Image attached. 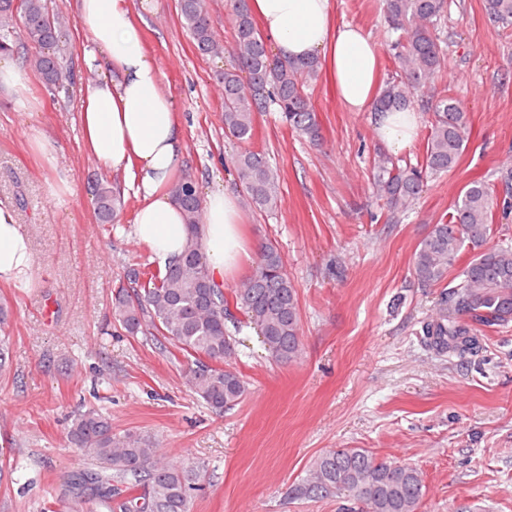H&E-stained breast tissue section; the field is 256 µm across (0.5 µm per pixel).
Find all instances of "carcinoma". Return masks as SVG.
Segmentation results:
<instances>
[{"instance_id": "obj_1", "label": "carcinoma", "mask_w": 512, "mask_h": 512, "mask_svg": "<svg viewBox=\"0 0 512 512\" xmlns=\"http://www.w3.org/2000/svg\"><path fill=\"white\" fill-rule=\"evenodd\" d=\"M399 74L386 82L374 109L404 108L429 92L441 77L448 52V0H382ZM488 17L512 29V0H485ZM183 24L204 55L229 53L222 73L224 130L240 142L252 139L256 114L271 105L288 126L312 144L322 141L317 112L305 83L317 73L318 61H285L269 56L267 44L251 14L248 0H230L233 44L218 39L204 0H178ZM22 35L31 49L30 65L49 87L64 90L69 76L61 64L59 43L64 25L50 15L46 0H0V50L11 49ZM249 76L243 82L242 74ZM434 120L423 163L394 166L378 157L374 189L386 200L390 214L407 211L424 191L428 179L450 171L463 154L468 138L467 113L461 102L443 89L432 105ZM231 165L246 193L248 205L260 213L278 209L280 177L265 152L245 149ZM191 236L202 224L203 201L191 178L175 183ZM99 220L114 225L122 210L120 191L107 180L96 184ZM512 209V187L497 202L493 185L470 182L461 191L448 218L433 225L420 241L413 273L425 285L446 283L435 315L422 327L429 345L439 353L474 354L482 350L483 330L512 323V245L490 244L493 209ZM471 258L459 265L461 256ZM456 270L453 278L448 271ZM126 285L112 299V314L130 334L162 336L189 360L187 384L216 413L238 405L248 392L242 375L224 367L234 349L227 323L236 322L235 305L246 324L265 336L277 362L292 363L302 354L298 291L279 249L261 246L255 269L227 298L214 281L207 260L189 241L179 262L161 267L129 268ZM70 443L81 449L88 467L73 476L74 488L88 489L83 500L93 512H191L202 491L200 466L173 463L159 455L150 438L112 431L101 408L79 412L69 431ZM419 470L403 462L378 457L363 448H336L314 458L306 474L288 495L301 499L345 498L361 512H418L425 495Z\"/></svg>"}]
</instances>
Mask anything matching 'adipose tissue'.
<instances>
[{
  "label": "adipose tissue",
  "mask_w": 512,
  "mask_h": 512,
  "mask_svg": "<svg viewBox=\"0 0 512 512\" xmlns=\"http://www.w3.org/2000/svg\"><path fill=\"white\" fill-rule=\"evenodd\" d=\"M250 8L283 59H322L349 111L373 112L376 134L393 152L411 145L415 109L374 112L378 49L359 28L335 24L330 0H250ZM78 21L90 36L86 62L99 72L81 90L84 146L112 172L131 174L141 200L134 238L164 264L196 239L215 281L231 279L253 248L241 234L239 198L221 187L210 191L203 224L191 235L170 191L184 155L183 121L128 0H79ZM0 87L19 111H35L30 74L9 53H0ZM35 267L31 240L14 208L0 202V283L30 287Z\"/></svg>",
  "instance_id": "ef3b65f1"
}]
</instances>
